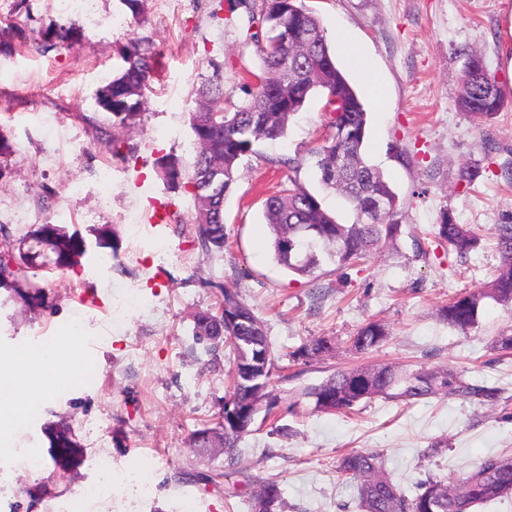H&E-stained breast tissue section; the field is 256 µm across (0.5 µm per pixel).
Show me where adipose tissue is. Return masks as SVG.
<instances>
[{"label":"adipose tissue","instance_id":"obj_1","mask_svg":"<svg viewBox=\"0 0 512 512\" xmlns=\"http://www.w3.org/2000/svg\"><path fill=\"white\" fill-rule=\"evenodd\" d=\"M77 336L62 341L55 350L16 351L8 366L0 367V432L18 435L24 426V411L17 400L33 385L48 388L76 380L82 370L76 365Z\"/></svg>","mask_w":512,"mask_h":512}]
</instances>
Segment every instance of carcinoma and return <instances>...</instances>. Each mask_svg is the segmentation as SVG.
<instances>
[{
    "label": "carcinoma",
    "mask_w": 512,
    "mask_h": 512,
    "mask_svg": "<svg viewBox=\"0 0 512 512\" xmlns=\"http://www.w3.org/2000/svg\"><path fill=\"white\" fill-rule=\"evenodd\" d=\"M243 10L245 40L257 45L265 81L249 87L248 99L238 104L224 99L220 68L201 78L193 89L195 110L190 128L196 144L191 171L175 160L160 162L163 178L193 199L197 241L206 252H222L226 243L224 201L237 180L244 157L263 140H277L286 133L290 117L315 93L323 95L329 114L328 134L311 150L320 183L343 195L354 221L341 224L322 200L306 188L290 185L263 203L271 234L275 262L289 272L311 277L329 261L336 268L349 267L366 255L397 241L401 235L400 202L379 168L366 156L368 112L365 104L337 67L329 39L319 17L305 0H218L211 17L224 21L220 11ZM123 64L99 94V103L110 113L112 125L126 128L141 116L145 90L154 73L150 50L131 41L120 51ZM456 107L478 123L496 115L503 106L500 89L488 78L482 57L471 51L460 71ZM448 251L461 257L476 249L479 235L468 225L454 222L443 211L435 231ZM500 266L484 287L456 294L443 305L439 318L462 334L478 324L483 307L494 302L512 308V223L495 227ZM35 245L53 255L57 268L69 266L81 243L64 228L41 224L31 233ZM10 288L22 300L41 301L43 287L28 274V259L15 254L12 244L0 247V288ZM224 312H204L194 318L197 338L222 337L234 351V363L224 396V460H238L239 443L250 432L257 413L250 400L264 399V418L277 419L281 398L272 389L277 366L258 356L268 346L266 327L231 288H222ZM389 337L377 320L365 323L350 337V347L365 353L382 346ZM335 350L328 336L301 346L294 357L309 360ZM302 396L323 413H350L361 402L382 397L405 403L436 396L459 397L493 408L501 389L466 379L448 367L400 369L388 364L336 370L322 382L305 389ZM336 471L358 482L363 512H473V508L512 493V452L490 456L463 477L428 480L409 496L393 483L378 454L348 452L337 458ZM266 495H252L250 512H282L279 483L261 484Z\"/></svg>",
    "instance_id": "cac0c4a2"
}]
</instances>
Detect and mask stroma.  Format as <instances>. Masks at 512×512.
<instances>
[{
    "label": "stroma",
    "mask_w": 512,
    "mask_h": 512,
    "mask_svg": "<svg viewBox=\"0 0 512 512\" xmlns=\"http://www.w3.org/2000/svg\"><path fill=\"white\" fill-rule=\"evenodd\" d=\"M175 3L176 13L165 17L158 0H147L139 22L122 0H98L99 22L91 25L64 14L61 0H0V230L16 242L47 220L84 243L64 270L33 258L30 273L44 287V304L0 288V349L26 348L38 331L57 339L75 333L100 370L94 388L45 400L30 416L47 469H16L15 480L38 493L15 512H47L51 498L89 481L91 430L105 408L113 463L136 453L165 462L152 476V512H170L179 496L205 512H248L266 480L280 484L284 512H362L355 481L336 471L342 453L378 452L393 482L410 492L419 481L460 476L491 454L512 451V353L493 346L512 329V310L488 304L465 335L438 316L450 297L492 280L500 264L494 227L512 222V0H306L327 33L343 28L363 45L384 83L380 107L359 70L337 56L365 98L367 154L398 193L403 226L395 243L363 263H329L313 278L276 264L262 202L292 178L323 198L339 223L353 222L344 200L319 183L309 154L325 123L322 96L290 120L284 138L259 142L245 158L224 203L223 253L201 249L191 197L160 178L163 156L185 169L193 162L189 114L200 78L221 65L224 96L239 102L248 72L261 67L239 24L211 18V0ZM132 38L152 51L156 70L140 119L119 128L98 96ZM471 50L504 97L500 113L483 125L455 105L457 75ZM172 121L179 141L159 139ZM116 139L123 142L119 158ZM291 158L299 159L298 170L288 169ZM105 162L112 178L101 181L96 171ZM474 164L483 177L460 181V169ZM12 208L26 211L28 223H11ZM445 210L477 231V249L457 257L439 245L434 226ZM159 239L171 243L162 261L153 249ZM223 285L265 323L272 356L290 374L273 379L286 411L274 423L256 420L232 467L191 439L215 427L224 405L231 348L192 334L196 314L216 311ZM372 319L386 324L387 342L365 354L349 351V336ZM317 336L333 337L335 351L291 360ZM382 363L450 366L504 395L492 410L462 398L403 405L379 397L349 415L317 412L298 399L303 386L336 368ZM59 433L74 443L65 457Z\"/></svg>",
    "instance_id": "35a3bbf8"
}]
</instances>
